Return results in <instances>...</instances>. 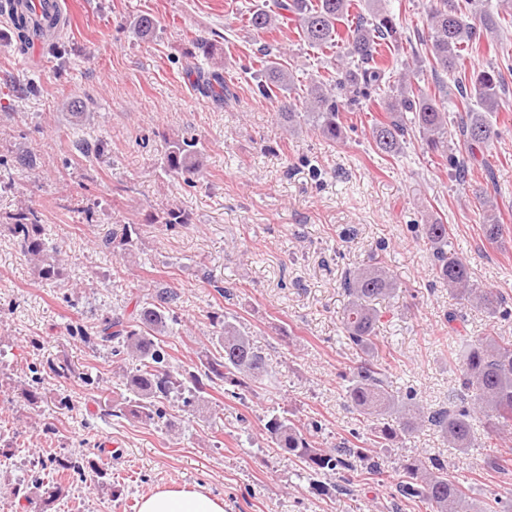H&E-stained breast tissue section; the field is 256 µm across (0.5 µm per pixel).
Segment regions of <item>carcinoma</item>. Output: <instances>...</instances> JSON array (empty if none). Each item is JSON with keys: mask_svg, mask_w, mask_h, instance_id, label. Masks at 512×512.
<instances>
[{"mask_svg": "<svg viewBox=\"0 0 512 512\" xmlns=\"http://www.w3.org/2000/svg\"><path fill=\"white\" fill-rule=\"evenodd\" d=\"M355 0H274L275 9L257 8L248 16V25L258 34H265L283 24L294 26L301 39L312 47L336 45L342 42L346 52L331 85L319 80L309 84L306 96L293 93V74L277 61L269 45L260 49L263 63L259 70L258 91L263 96L279 97L281 120L288 127L310 123L319 135L336 143L344 137L340 112L360 101L382 97L387 120L377 121L371 128L378 152L393 157L407 143L409 131L415 129L426 149L449 162L459 173L469 170L468 159L487 146L497 130L490 116L497 112L505 80L501 71L491 67L466 75L462 51L480 50L481 39L494 33L512 18L482 13L472 20L476 0H432L429 11L431 35L419 41L412 50L413 64L428 63L437 73L453 79L455 93L462 110L457 112L453 128H448V113L441 101L424 92L411 79L412 69L404 64L395 72L384 58L383 50L402 41V31L393 15L368 9V13L351 15ZM9 20L22 51L42 28L29 14L11 13ZM160 27L152 15L139 16L134 24L137 34L147 39ZM194 86L197 92L222 105L231 95L224 83V74L212 69L197 71ZM459 137L457 154L448 153L449 138ZM162 170L189 186L200 171L203 147L195 137H163ZM486 214L481 227L483 236L496 244L502 238V224L494 214V204L486 202ZM153 223L175 229L190 223L189 214L180 208H167L153 217ZM7 226L21 250L35 261L41 278L51 283L66 274L61 265L60 251L48 245L42 213L33 208L22 209L9 217ZM424 235L433 257L436 280L448 287L452 298L460 305H470L489 314L502 309L503 299L492 291L474 287L471 269L466 260L451 248L448 225L435 221L424 225ZM343 288L348 303L342 311L340 325L346 344L355 351L357 361L347 376L345 395L348 404L374 426L368 437L370 447L353 451L338 448L326 451L314 446L304 428L285 416L274 414L265 429L274 445L298 458L318 474L353 467L355 457L368 464L372 471L380 470L379 461L371 455L373 448H388L403 436L424 426L437 431L448 447L466 454L479 447L481 436L497 435L512 440V339L503 336H467L451 338L448 359L458 366L462 392L460 403L428 412L420 406L416 395H405L394 386L388 365L379 357L376 329L380 311L376 301L391 298L397 288L383 262L376 261L344 275ZM178 295L173 291L157 293L145 303L133 324L116 318L102 329L104 338L118 340L123 353L135 360V371L123 374L129 399L123 416L141 422L164 418L158 406L171 393H188V399L230 385L244 387L268 373L266 358L249 336L230 320L229 316L214 317L211 332L216 351L198 355L200 370L189 377L177 378L168 366L162 336L169 330L170 312L176 307ZM405 480L400 492L412 499L427 502L430 512H469L468 489L454 478L437 460L429 462L414 458L403 465Z\"/></svg>", "mask_w": 512, "mask_h": 512, "instance_id": "obj_1", "label": "carcinoma"}]
</instances>
